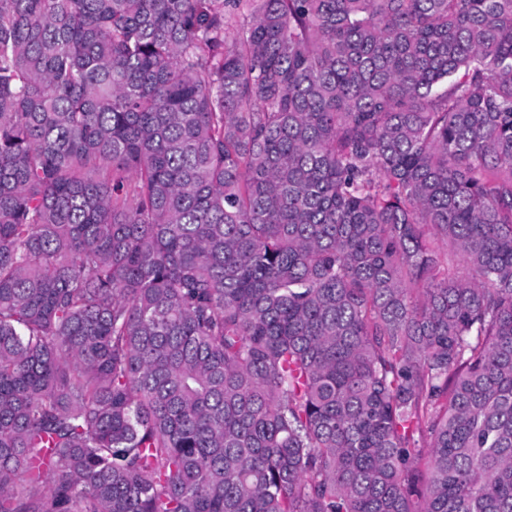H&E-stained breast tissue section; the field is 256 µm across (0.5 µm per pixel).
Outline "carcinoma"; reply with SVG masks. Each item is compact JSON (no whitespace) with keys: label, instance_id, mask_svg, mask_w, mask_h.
Masks as SVG:
<instances>
[{"label":"carcinoma","instance_id":"obj_1","mask_svg":"<svg viewBox=\"0 0 512 512\" xmlns=\"http://www.w3.org/2000/svg\"><path fill=\"white\" fill-rule=\"evenodd\" d=\"M0 512H512V0H0Z\"/></svg>","mask_w":512,"mask_h":512}]
</instances>
